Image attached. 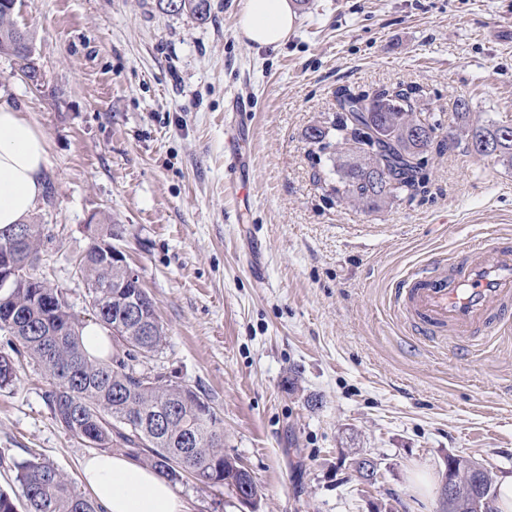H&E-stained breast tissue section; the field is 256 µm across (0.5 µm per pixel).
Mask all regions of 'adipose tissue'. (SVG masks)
Listing matches in <instances>:
<instances>
[{"instance_id": "ef3b65f1", "label": "adipose tissue", "mask_w": 512, "mask_h": 512, "mask_svg": "<svg viewBox=\"0 0 512 512\" xmlns=\"http://www.w3.org/2000/svg\"><path fill=\"white\" fill-rule=\"evenodd\" d=\"M295 20L292 0H245L239 30L252 43L275 49L287 39ZM48 162L47 143L37 124L0 103V228L25 223L35 211L43 198ZM82 477L105 512H186L167 479L124 455L89 456Z\"/></svg>"}]
</instances>
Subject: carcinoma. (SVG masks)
I'll use <instances>...</instances> for the list:
<instances>
[{
    "mask_svg": "<svg viewBox=\"0 0 512 512\" xmlns=\"http://www.w3.org/2000/svg\"><path fill=\"white\" fill-rule=\"evenodd\" d=\"M17 0H0V55L11 57L20 75L40 79L29 32L13 21ZM172 13L188 11L204 20L208 0H164ZM423 90L418 85L381 87L371 92L336 91V111L328 125H312L307 141L325 152L330 130L347 146L333 162L339 198H352L377 211L394 201H411L425 187L423 158L434 150L463 146V151L494 156L512 163V123L470 125L465 138L441 136L440 125L416 115ZM428 129L421 136L419 128ZM26 247L19 252L20 270L26 287L0 291V330L15 339L14 355H0V389L18 380L20 358L45 366L52 388L48 400L55 420L86 447L96 450L123 445L134 458L144 452L142 462L154 467L170 482L192 477L202 485H230L240 479L237 461L224 455V419L210 400L189 387L184 389L150 367L166 343V331L149 294L125 283L122 268L87 250L78 270L87 283L89 304L96 322L112 330L120 302L112 297L114 286L126 284L120 296L141 298L140 315L154 334L140 335L130 325L116 338L119 349L106 355L90 354L82 340V329L64 292L36 275L40 262L42 227L24 225ZM170 415L162 433L152 432L155 415ZM470 460L448 457L446 477L454 476L460 490L443 512H473L468 508L467 483ZM22 486L23 512H100L102 506L78 493L72 482L52 463L39 458L16 465Z\"/></svg>",
    "mask_w": 512,
    "mask_h": 512,
    "instance_id": "carcinoma-1",
    "label": "carcinoma"
}]
</instances>
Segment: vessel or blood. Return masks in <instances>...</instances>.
<instances>
[{
  "label": "vessel or blood",
  "instance_id": "1",
  "mask_svg": "<svg viewBox=\"0 0 512 512\" xmlns=\"http://www.w3.org/2000/svg\"><path fill=\"white\" fill-rule=\"evenodd\" d=\"M394 307L420 334L448 335L460 352L479 335L512 334V237L462 243L454 258L410 267L396 282Z\"/></svg>",
  "mask_w": 512,
  "mask_h": 512
}]
</instances>
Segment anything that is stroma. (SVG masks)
Returning a JSON list of instances; mask_svg holds the SVG:
<instances>
[{"instance_id":"35a3bbf8","label":"stroma","mask_w":512,"mask_h":512,"mask_svg":"<svg viewBox=\"0 0 512 512\" xmlns=\"http://www.w3.org/2000/svg\"><path fill=\"white\" fill-rule=\"evenodd\" d=\"M208 2L200 22L158 0H17L43 79L1 56L0 102L48 145L38 275L94 323L76 260L119 225L168 333L153 365L212 400L258 512H439L451 455L511 476L512 339L463 356L388 298L412 265L512 232V164L431 153L425 193L368 212L337 199L305 133L341 86L420 85L447 133L460 97L470 122L512 120V0H298L275 50L239 34L243 0ZM20 376L0 390V490L18 502L16 463L77 482L90 454L56 422L48 370ZM174 490L189 512L241 510L221 485Z\"/></svg>"}]
</instances>
